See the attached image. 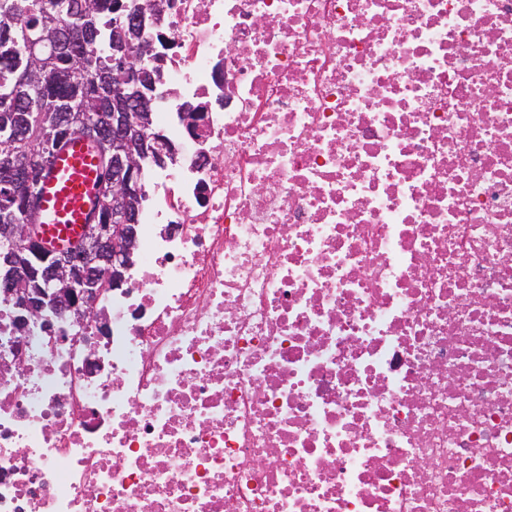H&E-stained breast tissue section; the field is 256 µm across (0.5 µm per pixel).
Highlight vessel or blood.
I'll list each match as a JSON object with an SVG mask.
<instances>
[{
	"instance_id": "obj_1",
	"label": "vessel or blood",
	"mask_w": 512,
	"mask_h": 512,
	"mask_svg": "<svg viewBox=\"0 0 512 512\" xmlns=\"http://www.w3.org/2000/svg\"><path fill=\"white\" fill-rule=\"evenodd\" d=\"M101 164L97 142L86 135L70 136L55 150L34 205V222L47 248L66 250L80 242L95 209Z\"/></svg>"
}]
</instances>
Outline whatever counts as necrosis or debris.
<instances>
[{
    "label": "necrosis or debris",
    "mask_w": 512,
    "mask_h": 512,
    "mask_svg": "<svg viewBox=\"0 0 512 512\" xmlns=\"http://www.w3.org/2000/svg\"><path fill=\"white\" fill-rule=\"evenodd\" d=\"M137 264L0 379V512H512V0H166Z\"/></svg>",
    "instance_id": "obj_1"
}]
</instances>
